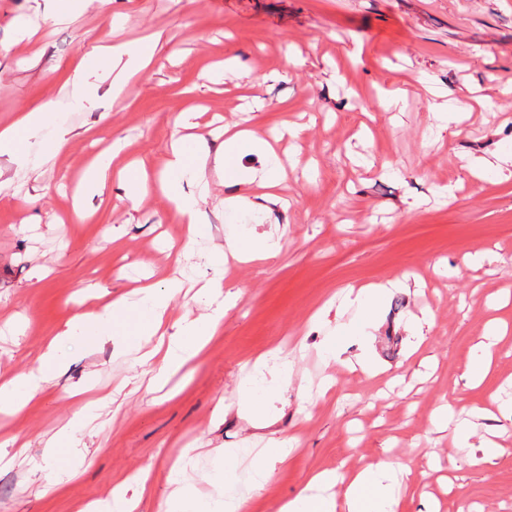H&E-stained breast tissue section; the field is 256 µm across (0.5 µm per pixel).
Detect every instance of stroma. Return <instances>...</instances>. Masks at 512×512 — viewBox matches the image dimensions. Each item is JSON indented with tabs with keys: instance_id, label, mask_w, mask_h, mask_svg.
I'll use <instances>...</instances> for the list:
<instances>
[{
	"instance_id": "obj_1",
	"label": "stroma",
	"mask_w": 512,
	"mask_h": 512,
	"mask_svg": "<svg viewBox=\"0 0 512 512\" xmlns=\"http://www.w3.org/2000/svg\"><path fill=\"white\" fill-rule=\"evenodd\" d=\"M61 6L0 0V127L51 100L68 131L58 153L46 148L50 127L23 140L25 161L0 156L10 178L0 186V383L37 367L65 323L90 309L85 285L129 297L140 280L160 289L182 280L163 320L170 334L206 313L193 276L229 233L277 224L285 235L275 257L229 260L224 284L238 299L165 389L150 387L139 351L59 341L48 387L27 407L0 412V442L9 443L0 512H82L143 476L151 493L137 512H160L183 443L198 461L188 479L207 496L215 449H259L272 438L291 454L249 512H277L317 471L380 461L411 471L398 512H512V421H477L478 434L495 433L505 447L485 462L467 459L452 431L431 424L441 405L465 420L492 397L512 401V179L475 185L466 171L473 157L512 150V0H112L104 11L70 0L69 20L51 23ZM25 18L29 38L18 31ZM148 40L156 60L127 92L112 98L104 82L97 106H75L73 78L87 50ZM290 45L304 65L286 67ZM234 55L248 74L216 68ZM408 76L487 94L492 104L459 126L440 122L422 96L400 112L380 109L384 90ZM247 84L266 108L247 103ZM195 106L210 146L227 124L280 135L279 154L292 161L288 209L230 214L224 200L237 190L212 169L190 249L184 225L152 192L134 205L108 186L79 200L91 219L73 220L95 147L119 142L116 165L143 161L156 180L178 117ZM485 250L500 261L472 265ZM396 278L368 341L341 337L343 361L324 359V331L309 329L310 317L348 288ZM423 315L432 327L420 341L411 324ZM492 318L508 331L485 383L471 389L465 374ZM366 350L378 371L350 367ZM270 352L290 360L292 378L276 392L268 426L256 429L238 411L242 366ZM83 386L88 398L111 401L77 432L86 458L59 485L56 464L38 472L32 464L71 419Z\"/></svg>"
}]
</instances>
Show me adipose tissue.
<instances>
[{
  "instance_id": "ef3b65f1",
  "label": "adipose tissue",
  "mask_w": 512,
  "mask_h": 512,
  "mask_svg": "<svg viewBox=\"0 0 512 512\" xmlns=\"http://www.w3.org/2000/svg\"><path fill=\"white\" fill-rule=\"evenodd\" d=\"M86 57L102 71L119 67L120 75L112 82V93L118 96L134 77L153 63L155 52L148 43L122 44L92 48ZM56 117L55 104L51 101L37 109L18 113L11 124L0 127V155H15L19 135L39 136ZM246 151L257 155L260 165L233 177V185L245 187L246 192L229 197L228 208L240 212L254 208L259 201L267 206L282 204L283 199L277 189L284 176L283 167L268 140L245 130H228L224 133L223 142L214 150L209 148L205 136L198 134L180 138L173 145L160 189L168 199L175 219L185 224L188 234H195L197 230L199 212L205 199L186 192L184 183H203L208 162L229 169ZM113 178L121 184L125 199L132 203L139 199L144 176L139 171L127 168L112 171L109 162L99 156L87 164L84 185L94 193L101 194ZM180 289L181 285L176 281L162 289L151 285L140 288V320L134 335H120L115 330V315L126 306L121 296L105 302L88 315L77 317L75 322L67 325L65 333L84 336L94 344L114 343L120 352L131 349L139 344L141 337L157 333L170 301ZM223 317L224 308L219 305L206 315L185 320L167 343L144 353L140 362L150 366L153 383L160 387L166 385L172 375L197 356L219 328ZM54 359V354H45L37 369L17 375L0 385V404L17 411L23 409L47 386ZM252 369L264 375L267 386L259 393L251 390L244 392L242 402L251 420L259 422L266 418L275 390L288 384L291 368L285 361L272 365L267 359L260 358L253 363ZM247 454L244 448H227L219 453L213 462L212 473L216 492L205 499L198 498L193 487L185 483L184 476L193 469L195 458L188 452L182 454L174 462L171 473L172 480L179 483L180 489L167 499L164 512H247L252 491L267 483L274 464L287 461L288 451L282 448L279 441H272L270 450L265 451L249 471L246 486L241 487L236 483L235 473ZM401 487L402 472L390 462L365 465L349 476L333 470H322L313 474L294 497L283 501L278 512H395V492Z\"/></svg>"
}]
</instances>
